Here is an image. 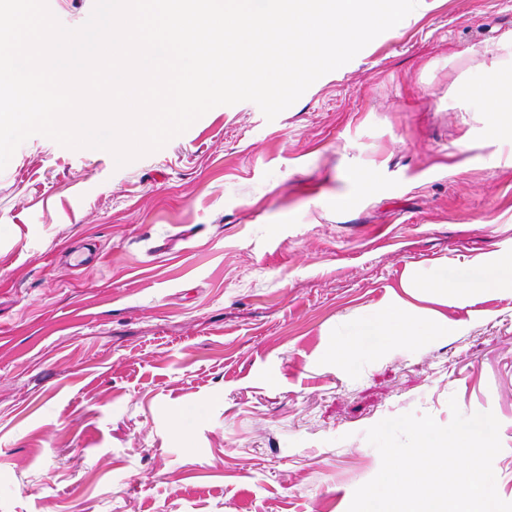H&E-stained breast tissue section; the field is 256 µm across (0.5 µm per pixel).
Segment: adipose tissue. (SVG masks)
Masks as SVG:
<instances>
[{
	"label": "adipose tissue",
	"mask_w": 512,
	"mask_h": 512,
	"mask_svg": "<svg viewBox=\"0 0 512 512\" xmlns=\"http://www.w3.org/2000/svg\"><path fill=\"white\" fill-rule=\"evenodd\" d=\"M463 106L479 111L503 113L502 121L490 123L488 139L512 145V60L489 66L480 80L469 83L461 96ZM505 285L512 286V256L491 264L457 263L435 278L410 277L408 296L432 297L440 301L470 297ZM407 296V298H408ZM407 298H394L382 307L356 314L337 330V356L355 361L372 356L386 344H401L438 336L448 331L447 321L419 313Z\"/></svg>",
	"instance_id": "ef3b65f1"
}]
</instances>
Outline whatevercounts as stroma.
I'll use <instances>...</instances> for the list:
<instances>
[{
    "mask_svg": "<svg viewBox=\"0 0 512 512\" xmlns=\"http://www.w3.org/2000/svg\"><path fill=\"white\" fill-rule=\"evenodd\" d=\"M512 0H435L274 120L221 105L163 148L34 135L0 171V512H348L404 413L492 412L512 502V288L337 364L410 274L512 253V156L463 108ZM97 248L68 269L63 251ZM188 433H178L174 417Z\"/></svg>",
    "mask_w": 512,
    "mask_h": 512,
    "instance_id": "1",
    "label": "stroma"
}]
</instances>
